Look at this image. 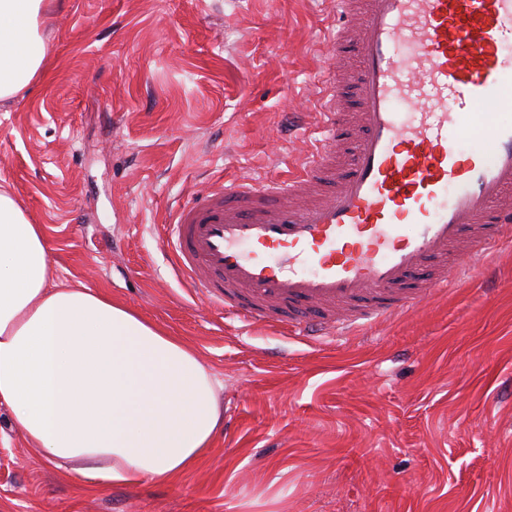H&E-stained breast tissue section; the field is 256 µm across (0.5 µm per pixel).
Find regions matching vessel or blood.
Here are the masks:
<instances>
[{
    "label": "vessel or blood",
    "mask_w": 512,
    "mask_h": 512,
    "mask_svg": "<svg viewBox=\"0 0 512 512\" xmlns=\"http://www.w3.org/2000/svg\"><path fill=\"white\" fill-rule=\"evenodd\" d=\"M335 6L315 151L286 184L193 193L166 239L192 293L303 336L446 291L461 242L480 254L512 224V0ZM477 123L485 148L460 149Z\"/></svg>",
    "instance_id": "1"
}]
</instances>
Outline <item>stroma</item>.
Here are the masks:
<instances>
[{
  "label": "stroma",
  "mask_w": 512,
  "mask_h": 512,
  "mask_svg": "<svg viewBox=\"0 0 512 512\" xmlns=\"http://www.w3.org/2000/svg\"><path fill=\"white\" fill-rule=\"evenodd\" d=\"M331 0H56L46 69L0 107V186L52 281L186 340L224 425L177 482L68 474L0 406V512H512V240L349 336L249 326L185 288L178 204L312 151Z\"/></svg>",
  "instance_id": "stroma-1"
}]
</instances>
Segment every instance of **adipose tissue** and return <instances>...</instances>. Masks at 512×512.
<instances>
[{
    "mask_svg": "<svg viewBox=\"0 0 512 512\" xmlns=\"http://www.w3.org/2000/svg\"><path fill=\"white\" fill-rule=\"evenodd\" d=\"M44 0H0V105L44 69ZM42 225L0 189V405L49 461L113 484L172 483L222 424L190 345L119 301L49 279Z\"/></svg>",
    "mask_w": 512,
    "mask_h": 512,
    "instance_id": "ef3b65f1",
    "label": "adipose tissue"
}]
</instances>
